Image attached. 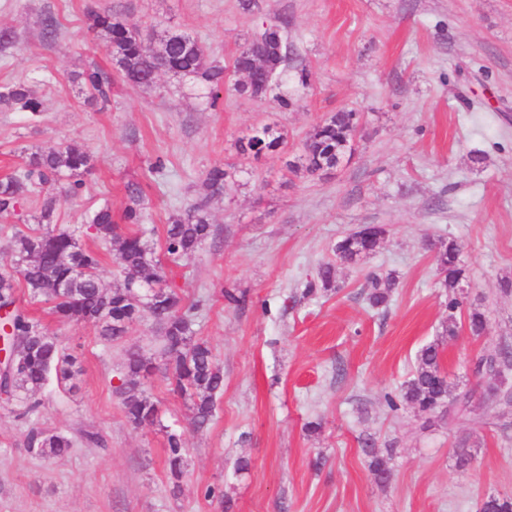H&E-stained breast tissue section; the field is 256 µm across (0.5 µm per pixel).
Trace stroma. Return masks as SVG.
<instances>
[{"label": "stroma", "instance_id": "35a3bbf8", "mask_svg": "<svg viewBox=\"0 0 512 512\" xmlns=\"http://www.w3.org/2000/svg\"><path fill=\"white\" fill-rule=\"evenodd\" d=\"M122 12L150 42L179 31L230 66L262 25L284 23L288 71H304L291 108L224 92L169 73L148 87L112 78L107 109L88 104L77 79L111 69L92 12ZM53 14L56 42L41 38ZM0 91L18 82L40 96L38 118L0 104V178L31 151L74 145L93 169L54 217L86 235L90 214L121 215L125 186L143 190L140 229L170 286L197 303L193 329L224 371L208 428L164 370L142 379L154 422H128L118 387L130 351H157L150 318L117 341L95 326L60 323L47 305L28 309L77 359L74 388L49 378L42 405L19 416L0 398V512H479L512 495V406L474 405L443 421L408 405L390 409L426 344L440 342L450 381L483 393L475 362L512 349V0H0ZM360 116L355 151L336 170L292 173L313 127L339 111ZM271 125L284 142L260 157L240 138ZM160 171H152L154 163ZM229 174L211 195L213 167ZM206 202L215 232L190 259L164 256L172 215ZM364 224L387 233L356 266L336 268L335 290L307 293L339 238ZM457 243L468 303L489 319L486 336L443 337L448 291L434 263L438 240ZM391 275L389 304L365 299L370 274ZM244 293L227 305L225 291ZM317 431H307V423ZM74 442L53 459L31 454L30 427ZM181 435L173 478L167 435ZM371 436L390 469L376 482L360 439ZM467 448L472 469L455 453ZM248 468L236 471L237 460ZM214 486L222 497L208 498Z\"/></svg>", "mask_w": 512, "mask_h": 512}]
</instances>
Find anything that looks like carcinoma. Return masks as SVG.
I'll return each instance as SVG.
<instances>
[{
  "instance_id": "cac0c4a2",
  "label": "carcinoma",
  "mask_w": 512,
  "mask_h": 512,
  "mask_svg": "<svg viewBox=\"0 0 512 512\" xmlns=\"http://www.w3.org/2000/svg\"><path fill=\"white\" fill-rule=\"evenodd\" d=\"M92 28L108 37L106 51L123 81L133 87L151 85L148 77L155 71L176 76L200 79L209 89L212 102H217L226 85L224 67L208 61L205 49L195 39L179 32H168L160 41V48L151 50L142 39L138 28L130 25L112 10L91 14ZM286 22L262 28L248 41L234 58L233 71L249 72L246 83L234 85L241 96L265 98L272 96L284 110L292 99L281 91L282 81L265 79L254 70L257 56L275 65L274 74L284 72L288 56H279L276 48L283 38ZM89 99L106 103L111 93L109 76L96 66L78 74ZM0 102L19 107L37 117L42 101L35 90L24 85L11 86L0 93ZM359 118L355 112H336L320 123L303 145L298 161L289 164L294 172L317 175L339 167L354 152ZM283 143L278 129L266 125L239 142L243 153L258 156L273 152ZM93 167L92 156L79 148L66 146L48 152H33L23 169L0 179V216L13 214L23 198L32 193L42 195L40 217L37 225L17 230L13 235L11 270L0 272V305L11 308L0 322V332L16 341L21 350L17 375L6 385L3 393L8 400L25 406V412L37 410L40 401L35 395L43 388L51 374L69 381L78 373L75 358L63 351L55 336L49 335L41 322L26 309L17 305L18 282L21 275L29 299L49 305L51 313L67 324H92L106 340H116L127 332L129 326L148 315L161 329L165 373L174 385V391L193 402L194 424L198 429L208 427L216 412V396L224 385V372L216 362L207 342L194 336L193 315L199 303L188 306L167 283L166 277L153 262L151 249L138 231H122L116 224L112 207L103 205L90 217L89 225L94 236L105 244H116L115 262L126 274L124 284L115 288L106 286L100 276L101 258L98 251L83 245L76 235L53 224L60 196L49 191L52 183L67 179L69 194L81 189L82 177ZM228 173L214 167L206 174V184L211 194L224 192ZM130 204L122 213V223H142V187L131 182L126 185ZM212 234L206 204L190 206L174 218L165 228L166 253L175 258H190L199 245ZM381 224H365L345 235L336 243V262H326L318 269L317 280L309 283L307 292L320 288L327 291L334 287L336 263L354 265L366 259L376 248L377 239L385 236ZM434 261L443 277V287L448 289V321L442 335H458L456 314H467L468 330L473 336L483 335L488 319L478 306L464 308L463 293L465 270L459 259V249L452 241L442 240L435 245ZM395 279L388 275L368 278L366 300L373 308L388 304ZM440 344L432 342L422 347L416 358L417 366L412 377L404 384L399 398L386 397L390 409L399 403L408 404L421 413H453L461 415L469 406L470 393L457 392L458 385L448 381L441 369ZM512 366L508 354L494 353L479 358L474 373L482 375ZM156 369L155 359L140 352H130L126 359V379L120 388L128 419L135 425L154 420L155 404L146 396L137 394L140 379ZM28 448L44 457H58L68 452L72 440L68 437L32 428L26 435ZM363 451L370 457L369 467L375 480L388 479L386 461L374 451L370 438L361 440ZM184 444L181 437L171 433L167 439V464L173 477L182 474ZM480 512H512V496L489 495L481 503Z\"/></svg>"
}]
</instances>
